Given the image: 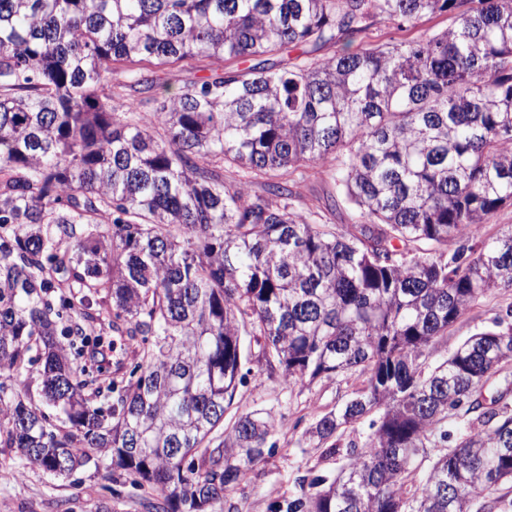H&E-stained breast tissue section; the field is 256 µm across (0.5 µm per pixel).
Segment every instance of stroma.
Here are the masks:
<instances>
[{
	"mask_svg": "<svg viewBox=\"0 0 512 512\" xmlns=\"http://www.w3.org/2000/svg\"><path fill=\"white\" fill-rule=\"evenodd\" d=\"M449 16L426 18L414 26L403 29L381 17L373 18L369 28L359 37L360 42L383 43L415 41L447 28ZM306 176L298 185L307 208L316 212L319 223L343 231L357 223L359 214L347 203L336 212H327L324 202L333 185L317 167L305 169ZM512 308V289H499L472 305L448 329V337L441 343L442 352L452 351L469 336L491 327L496 318L505 316ZM353 382L323 379L305 387L287 390L279 377L248 375L238 388L232 413L242 414L256 408H269L275 413L281 428L276 437V447L271 456L247 470L242 481L226 494L234 512H273L274 504L289 495L295 476L306 471L330 473L347 460L349 441L364 439L367 424L348 430L340 451L326 455L314 448L300 447L303 428L309 427L317 415L329 411L350 394ZM24 468L19 453L13 448L0 447V512H64L65 502L78 496L84 499L100 497L103 470L87 466L68 479L54 478L30 468L24 478L13 479L18 468Z\"/></svg>",
	"mask_w": 512,
	"mask_h": 512,
	"instance_id": "stroma-1",
	"label": "stroma"
}]
</instances>
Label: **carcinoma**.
<instances>
[{"label":"carcinoma","mask_w":512,"mask_h":512,"mask_svg":"<svg viewBox=\"0 0 512 512\" xmlns=\"http://www.w3.org/2000/svg\"><path fill=\"white\" fill-rule=\"evenodd\" d=\"M195 57L251 65L153 94L148 66ZM130 92L155 123L115 111ZM311 164L359 211L343 233L300 206ZM506 204L512 0H0V447L57 478L94 450L149 512H214L276 446L269 409L224 427L247 375L354 376L303 441L370 433L275 512H497L512 322L440 344L512 288V230L482 238ZM103 324L132 346L113 378L83 363ZM369 23V28L351 45V50H355L360 42L383 43L420 40L431 33L447 28L451 24V19L447 15H437L425 18L416 25L403 29L397 28V25L382 17L373 18Z\"/></svg>","instance_id":"carcinoma-1"}]
</instances>
